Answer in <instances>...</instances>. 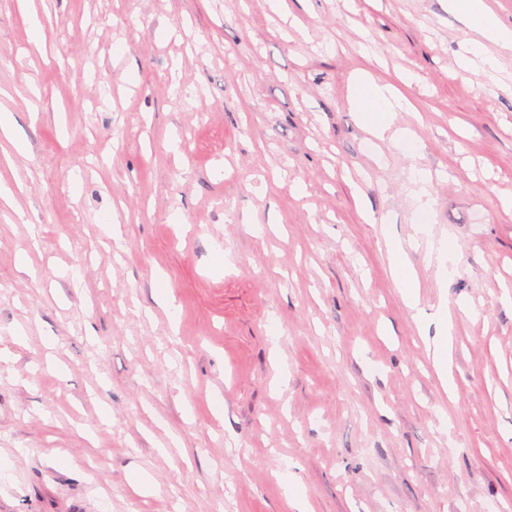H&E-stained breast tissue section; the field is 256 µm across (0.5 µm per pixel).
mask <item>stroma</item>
Instances as JSON below:
<instances>
[{
	"instance_id": "stroma-1",
	"label": "stroma",
	"mask_w": 512,
	"mask_h": 512,
	"mask_svg": "<svg viewBox=\"0 0 512 512\" xmlns=\"http://www.w3.org/2000/svg\"><path fill=\"white\" fill-rule=\"evenodd\" d=\"M285 9L0 0V512H512V51L496 87L446 0ZM485 45L481 40L472 39L470 48L467 50V54L461 55L459 60V66L465 71L478 72L482 71L485 77L491 81L497 79V61L492 56H485L484 50ZM468 55H472L470 57ZM475 59H479L481 65H477ZM353 108L360 112L363 123L377 137L393 126L397 112H411L415 107L400 92L390 86H379L371 80L357 82L353 97ZM429 178L424 172L416 171L412 173L411 190L412 199L415 208L419 212H429L433 210L435 199L429 190ZM388 251L396 266V285L400 288L407 305L411 309L417 307L418 285L415 271L407 260L405 245L400 240L386 239ZM453 326L451 322H446L443 336H439L434 340L433 361L434 367L439 375L441 382L448 380V360H449V343L452 336Z\"/></svg>"
}]
</instances>
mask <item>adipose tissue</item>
I'll list each match as a JSON object with an SVG mask.
<instances>
[{
    "instance_id": "adipose-tissue-1",
    "label": "adipose tissue",
    "mask_w": 512,
    "mask_h": 512,
    "mask_svg": "<svg viewBox=\"0 0 512 512\" xmlns=\"http://www.w3.org/2000/svg\"><path fill=\"white\" fill-rule=\"evenodd\" d=\"M448 9L460 15L469 30L475 33L467 55L461 56L459 65L466 71H482L489 80L497 78V61L485 55L486 43H493L500 50L512 51V27L501 23L483 0H448ZM352 104L375 136H382L394 129L393 120L399 112L413 111V104L390 86H380L370 80L357 82Z\"/></svg>"
}]
</instances>
